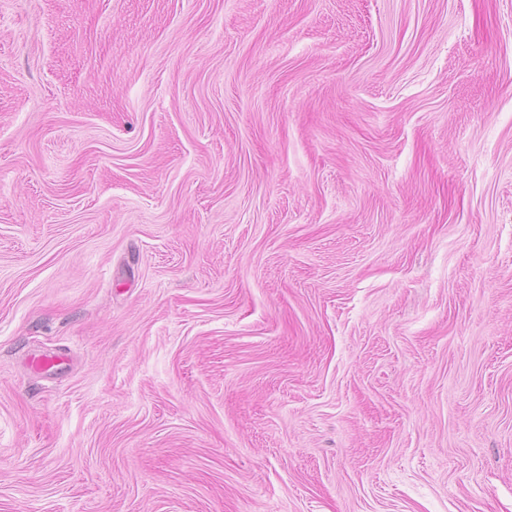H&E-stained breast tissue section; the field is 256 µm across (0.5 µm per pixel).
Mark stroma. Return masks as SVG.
<instances>
[{
	"label": "stroma",
	"instance_id": "stroma-1",
	"mask_svg": "<svg viewBox=\"0 0 512 512\" xmlns=\"http://www.w3.org/2000/svg\"><path fill=\"white\" fill-rule=\"evenodd\" d=\"M0 512H512V0H0Z\"/></svg>",
	"mask_w": 512,
	"mask_h": 512
}]
</instances>
